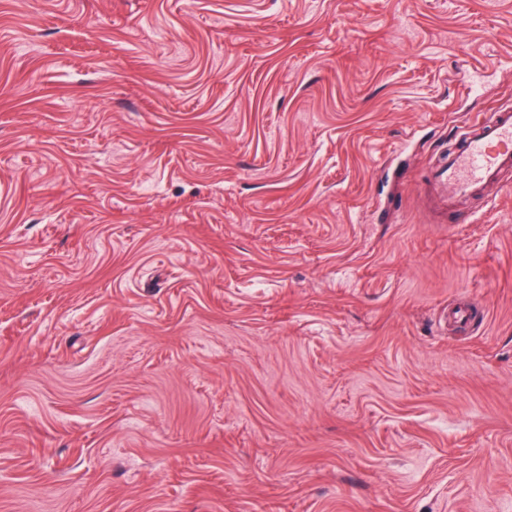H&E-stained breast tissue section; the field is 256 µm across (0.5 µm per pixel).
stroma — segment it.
I'll use <instances>...</instances> for the list:
<instances>
[{"label": "stroma", "instance_id": "35a3bbf8", "mask_svg": "<svg viewBox=\"0 0 512 512\" xmlns=\"http://www.w3.org/2000/svg\"><path fill=\"white\" fill-rule=\"evenodd\" d=\"M508 107L512 0H0V512H512ZM462 145L448 153L427 183L446 202L477 195L505 167L512 166V113L494 112L467 126Z\"/></svg>", "mask_w": 512, "mask_h": 512}]
</instances>
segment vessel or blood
Returning <instances> with one entry per match:
<instances>
[{"mask_svg": "<svg viewBox=\"0 0 512 512\" xmlns=\"http://www.w3.org/2000/svg\"><path fill=\"white\" fill-rule=\"evenodd\" d=\"M512 166V112L502 110L469 124L461 146L448 153L428 179L440 199L453 202L479 194Z\"/></svg>", "mask_w": 512, "mask_h": 512, "instance_id": "b4317fda", "label": "vessel or blood"}]
</instances>
